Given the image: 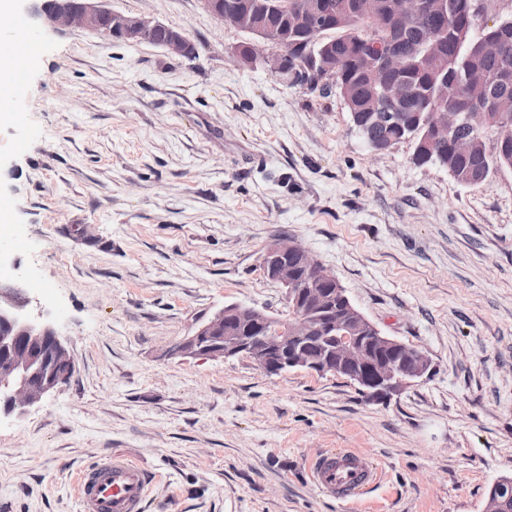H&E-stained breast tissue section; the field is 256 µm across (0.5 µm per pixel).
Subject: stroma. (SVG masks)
<instances>
[{
    "instance_id": "35a3bbf8",
    "label": "stroma",
    "mask_w": 512,
    "mask_h": 512,
    "mask_svg": "<svg viewBox=\"0 0 512 512\" xmlns=\"http://www.w3.org/2000/svg\"><path fill=\"white\" fill-rule=\"evenodd\" d=\"M105 5L198 55L38 24L8 51L0 249L54 289L38 309L76 370L0 416V512H79L80 469L115 453L149 471L146 512H483L512 477V170L468 187L411 142L373 152L338 93L238 59L248 34L202 0ZM285 236L429 374L370 402L338 375L170 357L226 304L287 317L260 266ZM344 448L384 473L351 504L307 474Z\"/></svg>"
}]
</instances>
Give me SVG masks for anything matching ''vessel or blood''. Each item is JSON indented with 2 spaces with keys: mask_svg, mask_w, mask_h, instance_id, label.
Wrapping results in <instances>:
<instances>
[{
  "mask_svg": "<svg viewBox=\"0 0 512 512\" xmlns=\"http://www.w3.org/2000/svg\"><path fill=\"white\" fill-rule=\"evenodd\" d=\"M380 476V470L363 454L351 450L324 454L308 468L311 483L341 502L358 499ZM149 486L150 476L142 464L126 455L112 454L80 472V512H142Z\"/></svg>",
  "mask_w": 512,
  "mask_h": 512,
  "instance_id": "obj_1",
  "label": "vessel or blood"
}]
</instances>
